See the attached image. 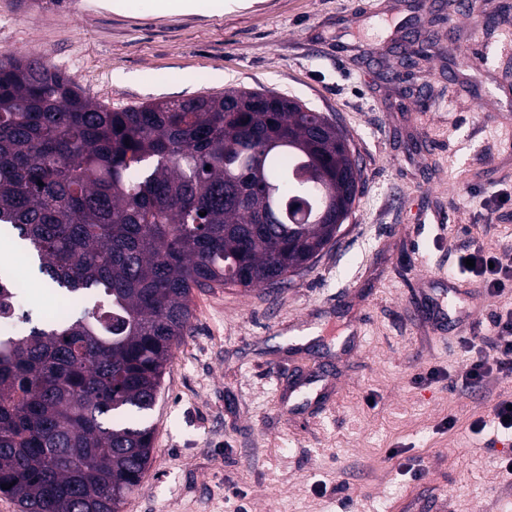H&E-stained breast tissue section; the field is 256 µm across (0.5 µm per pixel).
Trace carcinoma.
Here are the masks:
<instances>
[{
	"label": "carcinoma",
	"instance_id": "cac0c4a2",
	"mask_svg": "<svg viewBox=\"0 0 512 512\" xmlns=\"http://www.w3.org/2000/svg\"><path fill=\"white\" fill-rule=\"evenodd\" d=\"M357 164L332 117L265 89L112 109L0 53V226L68 307L31 324L0 275V493L19 512H120L193 291L280 286L336 244ZM43 185H37V182ZM205 216H200V213Z\"/></svg>",
	"mask_w": 512,
	"mask_h": 512
}]
</instances>
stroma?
Returning <instances> with one entry per match:
<instances>
[{"label": "stroma", "instance_id": "obj_1", "mask_svg": "<svg viewBox=\"0 0 512 512\" xmlns=\"http://www.w3.org/2000/svg\"><path fill=\"white\" fill-rule=\"evenodd\" d=\"M213 2L155 14L145 0H0V53L40 57L94 100L269 89L336 119L363 172L312 270L194 292L146 417L149 470L121 512H389L442 491L449 512H512L498 467L512 437L473 429L512 381L448 386L468 358L458 321L502 304L469 280L450 296L452 258L473 224L512 243V223L487 220L493 187L512 192L500 23L475 27L445 0ZM430 30L437 53L402 65Z\"/></svg>", "mask_w": 512, "mask_h": 512}]
</instances>
